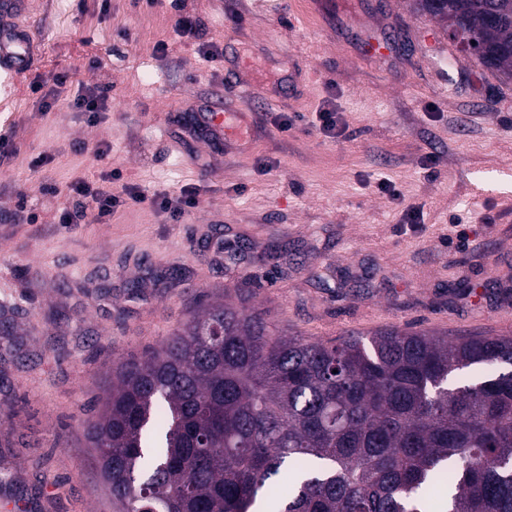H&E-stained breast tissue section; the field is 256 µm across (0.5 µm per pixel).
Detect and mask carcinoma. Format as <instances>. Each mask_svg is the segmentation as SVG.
Returning a JSON list of instances; mask_svg holds the SVG:
<instances>
[{"mask_svg":"<svg viewBox=\"0 0 512 512\" xmlns=\"http://www.w3.org/2000/svg\"><path fill=\"white\" fill-rule=\"evenodd\" d=\"M512 78V0H415ZM115 512H512V338L304 343L209 305L86 421ZM296 481L275 498L284 468Z\"/></svg>","mask_w":512,"mask_h":512,"instance_id":"carcinoma-1","label":"carcinoma"}]
</instances>
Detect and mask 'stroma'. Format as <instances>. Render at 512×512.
<instances>
[{
	"label": "stroma",
	"mask_w": 512,
	"mask_h": 512,
	"mask_svg": "<svg viewBox=\"0 0 512 512\" xmlns=\"http://www.w3.org/2000/svg\"><path fill=\"white\" fill-rule=\"evenodd\" d=\"M179 14L198 37L174 33ZM24 24L34 60L0 84V488L30 512H113L85 421L116 364L206 305L304 342L512 337V79L414 0H31ZM363 28L395 54L362 53ZM212 43L222 57L205 58ZM227 55L265 93L231 154L178 123L228 93ZM96 88L92 125L72 101ZM325 109L344 134L315 128ZM113 168L114 188L196 204L179 222L145 204L59 223L68 185Z\"/></svg>",
	"instance_id": "35a3bbf8"
}]
</instances>
